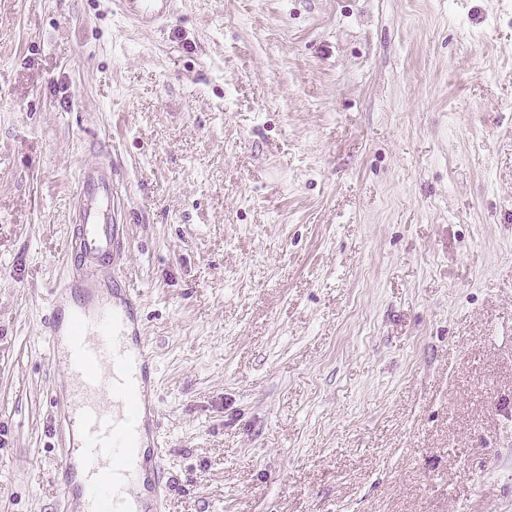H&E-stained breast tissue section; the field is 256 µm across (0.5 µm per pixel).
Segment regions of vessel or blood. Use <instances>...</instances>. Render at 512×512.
I'll return each mask as SVG.
<instances>
[{
	"label": "vessel or blood",
	"mask_w": 512,
	"mask_h": 512,
	"mask_svg": "<svg viewBox=\"0 0 512 512\" xmlns=\"http://www.w3.org/2000/svg\"><path fill=\"white\" fill-rule=\"evenodd\" d=\"M173 0H120L140 27L168 18ZM75 250L87 287L67 320L51 311L46 342L72 383L56 394L55 431L64 449L62 480L84 475L71 512H160L168 486L154 355L139 325L132 288L96 289L123 225L112 219V166L83 169Z\"/></svg>",
	"instance_id": "vessel-or-blood-1"
}]
</instances>
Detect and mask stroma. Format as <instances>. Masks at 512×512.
Segmentation results:
<instances>
[{"instance_id": "1", "label": "stroma", "mask_w": 512, "mask_h": 512, "mask_svg": "<svg viewBox=\"0 0 512 512\" xmlns=\"http://www.w3.org/2000/svg\"><path fill=\"white\" fill-rule=\"evenodd\" d=\"M103 159L163 512H512V0H0V512H66L45 319ZM123 12L141 28H151L170 15L173 0H119Z\"/></svg>"}]
</instances>
